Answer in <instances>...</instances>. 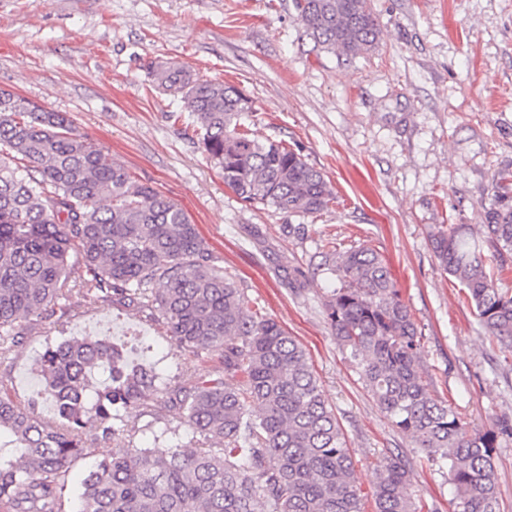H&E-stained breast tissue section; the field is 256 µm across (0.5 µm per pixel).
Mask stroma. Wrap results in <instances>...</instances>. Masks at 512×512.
Instances as JSON below:
<instances>
[{
	"instance_id": "1",
	"label": "stroma",
	"mask_w": 512,
	"mask_h": 512,
	"mask_svg": "<svg viewBox=\"0 0 512 512\" xmlns=\"http://www.w3.org/2000/svg\"><path fill=\"white\" fill-rule=\"evenodd\" d=\"M370 6L379 43L345 56L307 36L293 0H0V89L66 113L78 134L181 205L249 305L306 350L364 494L393 451L411 466L422 512H453L447 470L390 424L338 346L318 247L329 238L386 257L422 329L434 394L471 429L512 418V353L490 345L428 240L433 224L479 227L495 176L512 167V0ZM157 61L242 89L255 108L254 135L286 143L320 169L335 204L288 215L242 202L194 136L180 97L154 88ZM19 329L18 346L0 358V390L36 416H54L38 394L45 350L109 338L160 375L133 413H120L111 447L197 443L170 410L167 388L224 368L172 346L149 309L80 294Z\"/></svg>"
}]
</instances>
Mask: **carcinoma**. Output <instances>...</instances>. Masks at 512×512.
Instances as JSON below:
<instances>
[{
  "instance_id": "cac0c4a2",
  "label": "carcinoma",
  "mask_w": 512,
  "mask_h": 512,
  "mask_svg": "<svg viewBox=\"0 0 512 512\" xmlns=\"http://www.w3.org/2000/svg\"><path fill=\"white\" fill-rule=\"evenodd\" d=\"M294 4L318 44L347 55L377 44L368 0ZM151 74L182 95L208 157L241 200L303 215L335 202L325 175L301 153L250 133L254 108L234 85L170 62L152 64ZM429 239L488 337L512 352V290L497 285L512 269V169L497 173L480 234L434 224ZM319 254L334 281L325 303L332 334L381 411L429 462L448 466L456 512H497L494 448L512 440V422L472 431L432 393L422 330L379 252L323 241ZM73 294L147 307L177 348L224 365L222 377L172 389L171 409L202 445L102 452L81 482L76 512H365L347 438L301 344L249 308L178 203L139 182L61 113L1 89L0 353L16 343L19 322L54 313ZM41 371L39 395L52 400L56 420L0 395V436L11 438L0 444V512H63L65 476L86 451L83 431L115 438L112 412L135 407L157 380L101 339L57 345ZM410 473L399 454L379 461L374 512H418Z\"/></svg>"
}]
</instances>
